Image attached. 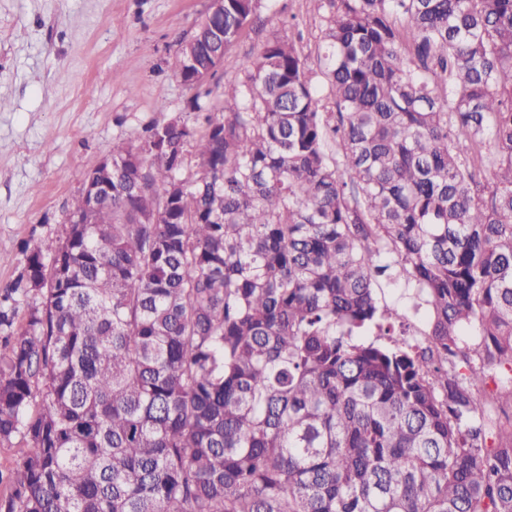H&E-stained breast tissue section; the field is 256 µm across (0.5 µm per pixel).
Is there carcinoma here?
<instances>
[{
	"mask_svg": "<svg viewBox=\"0 0 512 512\" xmlns=\"http://www.w3.org/2000/svg\"><path fill=\"white\" fill-rule=\"evenodd\" d=\"M323 2L316 58L273 36L213 115L262 0L207 12L205 132L114 143L28 257L5 512H512V0ZM411 308L419 345L365 338ZM43 296L39 293H30L15 308V314L12 317L11 327L3 325L0 327V336H5L11 332H19L27 327V321L31 310L35 307H41Z\"/></svg>",
	"mask_w": 512,
	"mask_h": 512,
	"instance_id": "cac0c4a2",
	"label": "carcinoma"
}]
</instances>
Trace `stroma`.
<instances>
[{"label": "stroma", "mask_w": 512, "mask_h": 512, "mask_svg": "<svg viewBox=\"0 0 512 512\" xmlns=\"http://www.w3.org/2000/svg\"><path fill=\"white\" fill-rule=\"evenodd\" d=\"M209 0H0V294L30 253L62 239L83 172L113 142L161 117L194 123L177 74L179 44ZM317 0H273L231 48L215 82L240 75L273 35L296 25L315 56Z\"/></svg>", "instance_id": "stroma-1"}]
</instances>
